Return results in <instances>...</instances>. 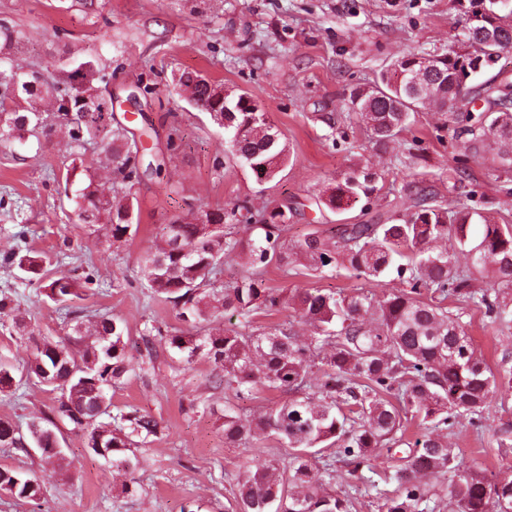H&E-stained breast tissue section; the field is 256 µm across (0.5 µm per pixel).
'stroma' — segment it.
Segmentation results:
<instances>
[{"label":"stroma","instance_id":"1","mask_svg":"<svg viewBox=\"0 0 512 512\" xmlns=\"http://www.w3.org/2000/svg\"><path fill=\"white\" fill-rule=\"evenodd\" d=\"M20 30L11 62L22 71L54 72L64 56L93 60L107 77L114 112L130 131L153 125L160 137L178 126L174 148H163L161 174H143L133 187L136 236L113 246L106 229L78 222L73 199L82 176L69 175L71 148L63 126L48 138L0 143V295H12L17 316L0 319V362L22 367L31 352L30 337L60 339L72 324L45 295L40 280H29L2 263V256L31 250L51 256L48 275L82 281L94 273L90 295L73 298L72 307L99 311L128 327L127 358L133 368L112 390L113 411L137 409L160 421L163 431L141 453L144 468L135 475L136 493L123 491L126 478L86 446L84 432L65 427L60 464L15 448L0 447V466L23 467L42 484L40 507L0 497V512H229L236 482L255 457H271L277 444L225 443L222 414L233 409L249 416L283 401L262 391L239 399L226 397L215 370L200 357L185 363L167 348L165 335L186 330L172 305L151 298L138 281L141 250L172 218L192 220L203 207L288 208L287 239L309 233L336 235L340 225L361 221L359 209L344 213L317 206L320 194L352 170L372 167L387 187L369 203L371 213L403 209L408 198L394 197V180L426 181L444 204L468 206L512 219V172L498 170L494 150L468 158L465 176L455 173L462 152L453 131L441 127L432 109H421L404 133L417 138L421 158L395 171L387 153L376 151L356 122L350 94L370 85L380 69L413 51L440 53L462 39L467 26L450 0H0V23ZM184 71H195L229 92L244 91L262 105L268 123L290 148V161L272 182L246 167L224 165V130L213 124L174 88ZM141 104L126 110L128 93ZM346 144L333 146L340 132ZM270 288H322L348 292L364 279L344 269L313 275L301 265L269 269ZM477 350L496 363L512 353V322L491 325L482 314L450 304ZM16 316V317H17ZM154 342L151 364H143L146 342ZM55 395L45 387L21 383L0 393V418L26 424L51 414ZM512 426V390L490 396L481 423L461 422L451 442L461 467L481 462L489 473L512 467V446H498L494 433ZM374 471L337 463L334 489L349 495L352 512H380L384 482L370 473L393 472V453L378 451Z\"/></svg>","mask_w":512,"mask_h":512}]
</instances>
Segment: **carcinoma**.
Masks as SVG:
<instances>
[{"mask_svg":"<svg viewBox=\"0 0 512 512\" xmlns=\"http://www.w3.org/2000/svg\"><path fill=\"white\" fill-rule=\"evenodd\" d=\"M467 16L466 49L435 56L411 52L382 71L376 82L357 89L351 104L373 145L380 151L402 144L411 114L428 103L443 125L451 126L465 155L496 146L504 171L512 170V74L497 68L502 53L512 49V0H452ZM20 32L0 24V51L13 48ZM497 72L481 84L476 76ZM418 79L408 85L402 74ZM90 61L66 62L55 80L39 81L13 68L0 69V140L40 139L48 127L40 101L49 97L57 118L65 121L71 170L88 171L84 143L98 139L99 163L121 175L111 194L100 193L93 179L80 190L79 223L105 227L112 243L131 238L139 145L113 113L112 96L95 85ZM176 85L190 103L209 114L227 133L224 158L248 166L272 180L290 151L267 122L259 102L231 95L199 74L184 72ZM84 110L89 121L74 125L69 112ZM381 175L365 167L328 189L321 202L338 212L370 199ZM411 199L404 212L344 224L338 239L309 234L288 246V211L248 206L202 211L205 222L176 221L162 228L160 240L140 257L141 286L177 308L193 326L220 322L229 312L244 323L207 333L166 338L172 350L191 364L204 356L220 370L224 392L240 398L260 390L287 396L282 403L250 419L224 411V441L239 443L274 437L288 449L279 459L249 466L237 480L236 512H351L352 501L329 490L333 467L318 469L312 458L323 447L334 449L336 461L354 470L373 469V453L403 442L411 424L427 430L411 444L409 454L386 479L397 483L384 494V512H423L431 500L423 482L429 476H451L450 504L457 512H512V474L490 480L481 468L459 470L449 437L460 420L476 424L484 418L490 393L512 388V367L502 356L494 369L475 349L459 318L448 315V299L471 306L494 324L512 316V224L466 207L450 208L430 186L409 182ZM483 232L470 240L471 225ZM252 235L239 236V227ZM468 262L461 266L455 251ZM242 260V271L229 284L218 283L224 259ZM7 263L25 274L40 271L44 259L13 252ZM299 263L320 274L354 271L368 282L387 274L405 288L379 295L357 288L349 293L321 288L290 291L265 286L272 266L288 269ZM491 267L497 287L479 290L474 274ZM46 296L62 306L75 335L34 341L24 374L58 393L53 416L34 419L27 434L0 419V446L26 452L37 443L50 447L49 433L62 422L87 433V448L112 456V466L131 476L142 464L138 448L159 433V423L137 410L112 415V387L128 378L126 326L104 315H90L67 305L81 285L68 278L51 281ZM291 308L313 328L304 338L282 324L256 334L251 317L260 310ZM38 480L22 469L0 467V494L35 500Z\"/></svg>","mask_w":512,"mask_h":512,"instance_id":"carcinoma-1","label":"carcinoma"}]
</instances>
